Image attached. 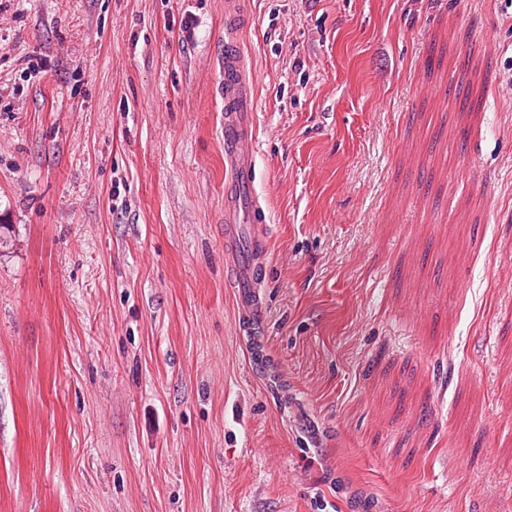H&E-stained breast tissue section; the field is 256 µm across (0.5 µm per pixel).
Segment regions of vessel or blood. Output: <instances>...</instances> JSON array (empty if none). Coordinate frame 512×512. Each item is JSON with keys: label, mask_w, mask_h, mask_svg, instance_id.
<instances>
[{"label": "vessel or blood", "mask_w": 512, "mask_h": 512, "mask_svg": "<svg viewBox=\"0 0 512 512\" xmlns=\"http://www.w3.org/2000/svg\"><path fill=\"white\" fill-rule=\"evenodd\" d=\"M245 23L239 0L224 3V242L243 325L261 314L257 293L271 240L261 228L263 208L255 191V93L238 46Z\"/></svg>", "instance_id": "obj_1"}]
</instances>
